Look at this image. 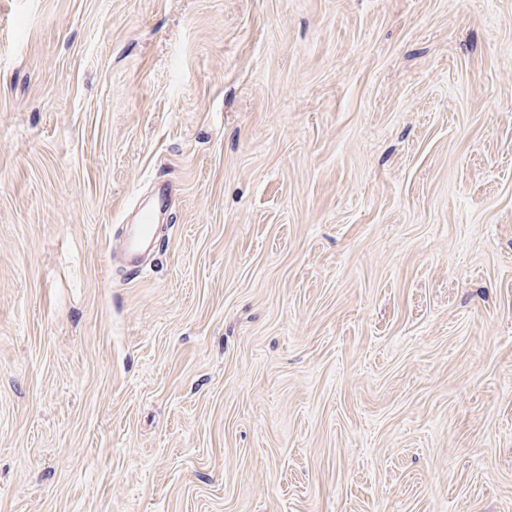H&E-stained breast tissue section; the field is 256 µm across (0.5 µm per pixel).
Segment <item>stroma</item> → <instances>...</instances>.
Segmentation results:
<instances>
[{
    "instance_id": "obj_1",
    "label": "stroma",
    "mask_w": 512,
    "mask_h": 512,
    "mask_svg": "<svg viewBox=\"0 0 512 512\" xmlns=\"http://www.w3.org/2000/svg\"><path fill=\"white\" fill-rule=\"evenodd\" d=\"M0 512H512V0H0ZM168 201L169 195L167 189L163 186H159L157 189L154 209L141 215L137 223L136 231L130 238H128L126 249L131 258L132 267L134 269L139 268L140 258L144 247L153 236L155 211L164 208Z\"/></svg>"
}]
</instances>
